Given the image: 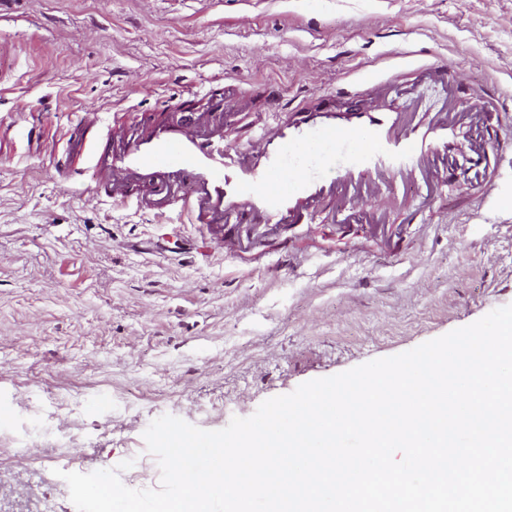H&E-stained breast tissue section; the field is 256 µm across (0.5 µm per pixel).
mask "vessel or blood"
<instances>
[{"label": "vessel or blood", "instance_id": "b4317fda", "mask_svg": "<svg viewBox=\"0 0 512 512\" xmlns=\"http://www.w3.org/2000/svg\"><path fill=\"white\" fill-rule=\"evenodd\" d=\"M240 107L238 95L217 81L204 93H186L177 109L141 114L120 129L99 113H81L65 129L53 175L89 199L132 205L161 221L179 210L232 248L251 230L284 234L307 223L324 201L355 221L376 190L409 184L421 172L442 177L461 149L473 167H495L480 96L467 124L446 117L422 126L373 102L340 110L327 95L245 143L224 136Z\"/></svg>", "mask_w": 512, "mask_h": 512}]
</instances>
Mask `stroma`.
I'll return each instance as SVG.
<instances>
[{"label":"stroma","mask_w":512,"mask_h":512,"mask_svg":"<svg viewBox=\"0 0 512 512\" xmlns=\"http://www.w3.org/2000/svg\"><path fill=\"white\" fill-rule=\"evenodd\" d=\"M454 68L456 90L413 66ZM419 118L492 103L493 190L471 170L374 200V224L315 214L235 251L180 212L166 223L55 181L61 132L115 124L215 78L253 105L244 142L357 73L390 74ZM267 84L283 98L264 111ZM39 113L41 137L12 126ZM512 304V0H0V512H77L61 472L128 460L155 489L143 433L171 414L206 430L266 399L393 356Z\"/></svg>","instance_id":"stroma-1"}]
</instances>
